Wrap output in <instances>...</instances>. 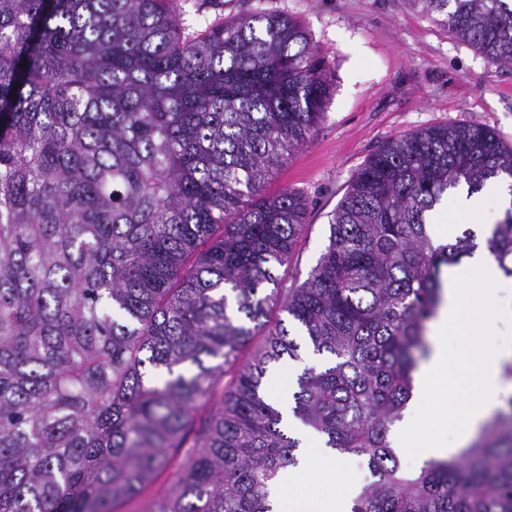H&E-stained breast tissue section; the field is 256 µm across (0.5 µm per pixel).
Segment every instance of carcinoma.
<instances>
[{
    "instance_id": "cac0c4a2",
    "label": "carcinoma",
    "mask_w": 512,
    "mask_h": 512,
    "mask_svg": "<svg viewBox=\"0 0 512 512\" xmlns=\"http://www.w3.org/2000/svg\"><path fill=\"white\" fill-rule=\"evenodd\" d=\"M407 3L512 65V0ZM181 26L175 0H0V512H112L179 453L152 512H272L300 439L264 382L304 346L292 413L367 461L350 512H512V398L414 475L391 442L442 267L478 247L434 244L429 212L512 155L479 126L388 139L284 295L308 203L262 184L313 137L325 63L289 15ZM486 247L512 277V207Z\"/></svg>"
}]
</instances>
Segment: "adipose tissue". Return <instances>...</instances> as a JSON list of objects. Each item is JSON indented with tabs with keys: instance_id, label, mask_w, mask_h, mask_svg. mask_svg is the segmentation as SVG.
<instances>
[{
	"instance_id": "adipose-tissue-1",
	"label": "adipose tissue",
	"mask_w": 512,
	"mask_h": 512,
	"mask_svg": "<svg viewBox=\"0 0 512 512\" xmlns=\"http://www.w3.org/2000/svg\"><path fill=\"white\" fill-rule=\"evenodd\" d=\"M489 284L490 307L479 311L470 306L472 281ZM444 303L430 326L433 348L430 359L414 374V396L423 401L430 392L432 381L449 378L448 341L453 336H481L491 328L512 327V278L505 277L487 251L475 253L459 265L450 267L445 285ZM512 355V337L502 336L497 348L474 356L469 365L470 379L459 387V412L455 415L454 441L432 438L416 442L411 421H404L397 429L392 446L404 453L417 449L425 460L449 455L451 447H465L470 436L500 404L498 387L500 364ZM278 484L279 491L272 496L274 512H345L354 487L335 489L327 474L311 475L306 465L288 469ZM289 495H282V488Z\"/></svg>"
}]
</instances>
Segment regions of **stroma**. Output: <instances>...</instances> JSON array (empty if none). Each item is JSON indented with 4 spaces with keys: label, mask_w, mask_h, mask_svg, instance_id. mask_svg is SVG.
<instances>
[{
    "label": "stroma",
    "mask_w": 512,
    "mask_h": 512,
    "mask_svg": "<svg viewBox=\"0 0 512 512\" xmlns=\"http://www.w3.org/2000/svg\"><path fill=\"white\" fill-rule=\"evenodd\" d=\"M182 34L195 36L257 11L299 19L327 61L330 94L312 140L270 174L265 194L292 190L309 207L281 287L303 283L328 244L348 185L391 137L437 125H479L512 148V66L492 65L406 0H176ZM458 398L436 382L423 405L431 435L452 432ZM311 472L362 487L363 458L312 452Z\"/></svg>",
    "instance_id": "1"
}]
</instances>
